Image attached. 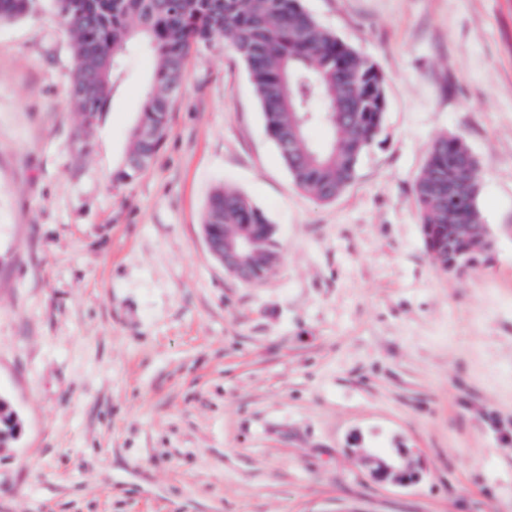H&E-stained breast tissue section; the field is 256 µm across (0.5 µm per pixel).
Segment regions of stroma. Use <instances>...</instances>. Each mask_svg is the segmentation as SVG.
I'll return each instance as SVG.
<instances>
[{
	"label": "stroma",
	"instance_id": "stroma-1",
	"mask_svg": "<svg viewBox=\"0 0 512 512\" xmlns=\"http://www.w3.org/2000/svg\"><path fill=\"white\" fill-rule=\"evenodd\" d=\"M385 78L352 185L296 187L245 63L192 47L151 164L116 180L154 62L106 111L68 95L53 0L0 23V512H512V0H302ZM473 153L492 258L437 268L414 184ZM274 224L244 284L207 249L212 192ZM407 449L410 486L368 457Z\"/></svg>",
	"mask_w": 512,
	"mask_h": 512
}]
</instances>
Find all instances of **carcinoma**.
<instances>
[{
  "mask_svg": "<svg viewBox=\"0 0 512 512\" xmlns=\"http://www.w3.org/2000/svg\"><path fill=\"white\" fill-rule=\"evenodd\" d=\"M69 33L75 71L69 88L72 103L86 119L103 110L110 78L133 50L154 57L151 81L136 126L151 127L157 137L145 142L132 130L130 150L117 178H134L159 152L169 110L190 47L222 36L247 66L267 130L295 184L321 202H331L352 184L358 160L377 136L384 109V79L353 47L336 38L307 12L300 0H54ZM33 0H0V22L28 15ZM320 127V142L309 130ZM476 161L458 137L436 140L414 185L426 249L448 270V225H457L465 255L487 260L486 243L463 230L482 223L476 206ZM471 182L470 199L441 198L434 182ZM204 232L224 241L249 242L243 257L254 281L264 280L279 260L275 227L247 196L219 189L208 199ZM10 400L0 395V442L14 441Z\"/></svg>",
  "mask_w": 512,
  "mask_h": 512,
  "instance_id": "1",
  "label": "carcinoma"
}]
</instances>
